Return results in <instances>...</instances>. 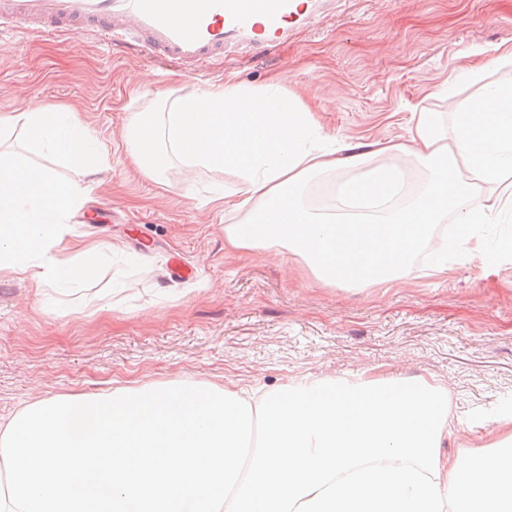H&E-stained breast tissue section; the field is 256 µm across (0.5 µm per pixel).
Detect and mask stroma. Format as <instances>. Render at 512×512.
<instances>
[{"instance_id":"stroma-1","label":"stroma","mask_w":512,"mask_h":512,"mask_svg":"<svg viewBox=\"0 0 512 512\" xmlns=\"http://www.w3.org/2000/svg\"><path fill=\"white\" fill-rule=\"evenodd\" d=\"M498 46L512 47V0H311L286 43L227 52L205 83L230 80L250 93L274 85L325 134L404 142L411 110L451 112L436 88L468 53ZM187 82L77 27L0 31V113L73 107L108 158L81 179L31 149L24 126L11 133L29 163L85 186L70 237L102 255L93 281L41 296L29 276L0 271V428L39 400L130 382L228 379L264 391L376 372L447 386L455 424L442 454L490 448L497 418L468 414L512 396V255L484 266L460 249L438 278L423 253L405 283L358 292L319 281L297 257L225 250L222 197L239 179L176 168L162 187L138 170L125 142L133 113ZM105 206L115 208L114 222L87 224ZM139 237L158 251L132 249ZM171 254L195 267V279H170Z\"/></svg>"}]
</instances>
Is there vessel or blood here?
I'll list each match as a JSON object with an SVG mask.
<instances>
[{
  "label": "vessel or blood",
  "instance_id": "b4317fda",
  "mask_svg": "<svg viewBox=\"0 0 512 512\" xmlns=\"http://www.w3.org/2000/svg\"><path fill=\"white\" fill-rule=\"evenodd\" d=\"M298 0H0V29L62 33L78 26L105 43L140 47L194 79L229 48L259 53L287 36Z\"/></svg>",
  "mask_w": 512,
  "mask_h": 512
}]
</instances>
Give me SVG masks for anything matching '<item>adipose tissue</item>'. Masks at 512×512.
Segmentation results:
<instances>
[{
  "label": "adipose tissue",
  "mask_w": 512,
  "mask_h": 512,
  "mask_svg": "<svg viewBox=\"0 0 512 512\" xmlns=\"http://www.w3.org/2000/svg\"><path fill=\"white\" fill-rule=\"evenodd\" d=\"M24 123L32 146L82 176L101 171L107 156L75 113L38 107L0 114V134ZM295 100L246 93L226 82L179 87L157 112H138L126 143L138 169L164 184L177 167L229 169L241 187L224 211L237 220L224 227V244L302 258L321 281L343 288H381L405 281L412 258L431 245L439 258L432 275L448 272V238L435 230L447 216L470 230L497 223L512 192V85H489L479 97L455 101L448 116L419 108L409 118L408 142L374 141L335 146ZM414 157L427 172L403 205L392 204L400 160ZM355 169L344 180V202L367 201L369 210L329 218L307 207L310 179ZM78 184L50 177L16 153H0V270L29 274L52 288L79 285L94 275L98 249L61 254L66 218L80 204Z\"/></svg>",
  "instance_id": "adipose-tissue-1"
}]
</instances>
